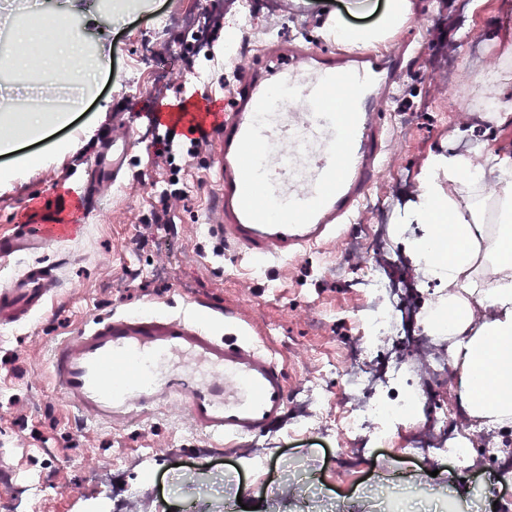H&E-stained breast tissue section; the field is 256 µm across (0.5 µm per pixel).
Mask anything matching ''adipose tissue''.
I'll return each instance as SVG.
<instances>
[{
	"instance_id": "obj_1",
	"label": "adipose tissue",
	"mask_w": 512,
	"mask_h": 512,
	"mask_svg": "<svg viewBox=\"0 0 512 512\" xmlns=\"http://www.w3.org/2000/svg\"><path fill=\"white\" fill-rule=\"evenodd\" d=\"M409 12V0H388L376 24L351 27L340 21L333 34L355 45H378ZM76 16L84 28L95 27L103 10L95 0L85 7L68 0L51 5L44 15L35 12L22 21L9 15L0 21L11 45L9 72L0 73V85H16L21 75L30 78L28 101L0 103L1 152H16L25 139L46 140L68 124L75 101L47 99L44 79L86 91L100 74L102 41H88L82 30L64 28ZM477 155L488 170L500 173L496 189L487 190L482 173L474 170ZM429 172L402 218L424 227L416 242L420 255L437 249L444 254L427 270L445 284L448 299L428 315L427 324L448 334L455 392L468 416L506 426L512 424V155L478 143L467 153L437 154ZM442 172L452 195L440 192L436 177Z\"/></svg>"
}]
</instances>
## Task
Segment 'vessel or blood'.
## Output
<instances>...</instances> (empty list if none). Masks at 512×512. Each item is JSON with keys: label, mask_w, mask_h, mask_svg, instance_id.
Instances as JSON below:
<instances>
[{"label": "vessel or blood", "mask_w": 512, "mask_h": 512, "mask_svg": "<svg viewBox=\"0 0 512 512\" xmlns=\"http://www.w3.org/2000/svg\"><path fill=\"white\" fill-rule=\"evenodd\" d=\"M260 57L218 111L192 104L161 112L155 129L191 138L210 127L220 149L205 169L202 230L219 253L268 268L335 250L387 160L379 107L402 84L405 65L397 48L354 57L273 37ZM134 140L128 128L103 138L71 213L0 234V262H23L0 285L1 329L34 325L53 310L63 275L40 255L75 236V218H89L104 190L123 193ZM44 387L99 426L124 428L169 409L225 447L262 434L288 409V366L270 330L230 307L210 313L196 297L178 312L152 305L89 316L50 344Z\"/></svg>", "instance_id": "obj_1"}]
</instances>
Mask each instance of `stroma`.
Wrapping results in <instances>:
<instances>
[{
  "mask_svg": "<svg viewBox=\"0 0 512 512\" xmlns=\"http://www.w3.org/2000/svg\"><path fill=\"white\" fill-rule=\"evenodd\" d=\"M271 0H252L254 21L261 31L276 37L305 38L323 45L322 7L317 0H283L271 9ZM412 14L393 33L394 38L423 46L422 56L411 58L408 73L387 110L393 121L389 148L394 157L372 189L370 206H393L400 196L415 197L420 175L434 154L462 152L468 135H490L494 146L512 152V117L485 131L475 121L468 131H458L453 113H480L481 98L470 90L475 76L461 68L450 92L438 91L435 81L444 50L466 49L479 39L500 59V86L512 101V0H411ZM213 0H141L138 10L113 15L105 29V69L90 95L73 112L70 123L55 141L69 143V150H54L52 142H27L22 151L31 164L6 179L0 178V228L11 224H39L52 214L71 211L80 194L73 178L76 170L92 162L101 135L112 127L113 112H128L140 138L131 154L130 179L119 198L104 197L91 220L68 243L48 250L44 258L58 265L67 290V302L44 316L30 330H0V439L25 450V470L49 467L58 489L36 512H91L99 494H107L117 512H231L237 501L256 506L258 512H390L389 503L366 497L363 482L376 472L404 467L400 450L407 437L397 431L389 444L370 449L356 469L336 465V449L311 436L286 437L285 423L274 426L279 448L259 470L243 463L242 455L207 459L199 454L207 441L184 419L162 414L123 429L94 427L81 430L59 399L42 390L49 344L67 334L89 315L160 304L178 310L184 297L209 299L214 309L225 303L262 327H272L280 358L290 366L289 381L297 383L306 370L292 356L300 347L322 362L335 361L359 336L354 310L359 300L347 283L332 277L337 258L315 250L289 262L287 269L267 270L265 278L250 279L243 269L225 271L216 257L215 244L197 232L204 211L203 167L217 153V146L197 153L191 175L180 178L179 194L168 193L171 178L168 156L155 143L151 126L162 107L183 100L203 101L230 92L242 76L238 66H220L227 25L209 26L205 17ZM138 92H131L130 84ZM152 168L157 183L141 178ZM165 254L168 262L155 271H138V264ZM110 265H100L101 257ZM250 287H240L242 279ZM338 312V321L322 326L305 320L304 305ZM22 437H13L16 426ZM176 443L178 455L165 452ZM155 451L151 467L156 486L143 489L139 498L127 500L126 492L141 481L135 470L113 468L112 481L102 487L88 483L80 467L90 458L110 465L116 454L138 456ZM317 473L329 489L331 505L308 497L301 474ZM452 487L461 502L473 501L472 482L455 481L447 465L437 476L416 472L392 489V496L411 500L425 484Z\"/></svg>",
  "mask_w": 512,
  "mask_h": 512,
  "instance_id": "stroma-1",
  "label": "stroma"
}]
</instances>
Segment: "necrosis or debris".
<instances>
[{
    "label": "necrosis or debris",
    "instance_id": "necrosis-or-debris-1",
    "mask_svg": "<svg viewBox=\"0 0 512 512\" xmlns=\"http://www.w3.org/2000/svg\"><path fill=\"white\" fill-rule=\"evenodd\" d=\"M412 235V225L360 215L355 231L339 246L336 272L350 276L361 300V335L337 364L320 367L305 355V365L317 367L318 374L290 390L288 434L312 433L331 441L341 467L357 464L370 441H386L407 414L408 399L428 400L448 379L447 346L419 322L423 307H439L448 291L405 250ZM464 413L462 405L437 402L426 425H412L404 455L429 468L435 450L447 449L459 479L484 465L498 471L512 465V456L498 446L500 432L492 429L486 439L475 440L477 426L462 422ZM53 490L49 469L31 471L5 512H31Z\"/></svg>",
    "mask_w": 512,
    "mask_h": 512
}]
</instances>
